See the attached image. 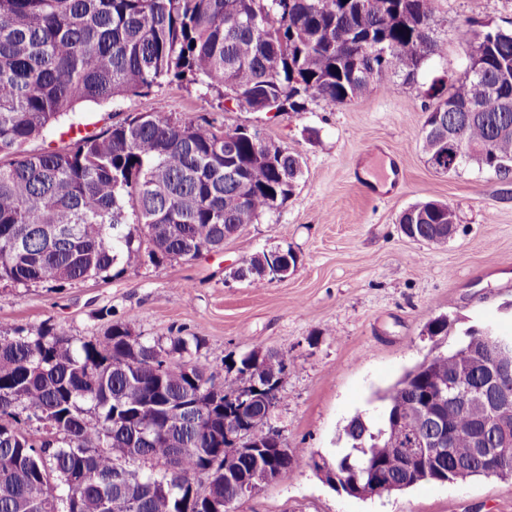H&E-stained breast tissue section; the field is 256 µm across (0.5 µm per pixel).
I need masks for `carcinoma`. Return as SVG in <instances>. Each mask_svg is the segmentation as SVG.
<instances>
[{
  "mask_svg": "<svg viewBox=\"0 0 512 512\" xmlns=\"http://www.w3.org/2000/svg\"><path fill=\"white\" fill-rule=\"evenodd\" d=\"M0 0V281L58 288L101 277L120 260L194 259L224 246V230L255 224L293 193L299 156L283 148L260 161L257 132L146 112L59 150L24 145L81 102L109 103L188 80L255 112H299L308 99L343 105L419 72L443 47L432 35L435 0ZM458 36L470 63L460 77L425 91L435 99L423 125L433 159L454 134L461 153L445 174L475 164L512 174V27L470 20ZM449 202L407 208L399 223L418 240H448ZM263 252L234 277L256 288ZM194 334L169 345L135 338L125 324L76 344L63 332L0 334V512H211L236 503L251 444L286 447L275 430L216 447L223 402L278 379L288 354L251 350L216 381L186 357ZM512 373V348L468 329L456 345L409 370L382 397V419L357 416L348 447L329 464L289 449L274 464L336 470L341 488L374 480L403 488L423 482L406 467L413 448L439 434L414 413L426 397L446 428L429 446L437 469L465 480L512 478V428L474 437L486 413L464 409L489 369ZM487 408L512 399V377L482 393ZM264 392L255 418L275 410ZM224 460L238 476L213 479L209 496L190 498L199 472Z\"/></svg>",
  "mask_w": 512,
  "mask_h": 512,
  "instance_id": "obj_1",
  "label": "carcinoma"
}]
</instances>
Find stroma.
Segmentation results:
<instances>
[{"label":"stroma","instance_id":"obj_1","mask_svg":"<svg viewBox=\"0 0 512 512\" xmlns=\"http://www.w3.org/2000/svg\"><path fill=\"white\" fill-rule=\"evenodd\" d=\"M469 20L512 21V0H435L434 37L444 51L418 83L397 78L341 106L309 100L299 112L230 109L195 84L80 104L73 120L91 132L144 112L246 127L298 154L303 174L284 204L196 259L146 262L60 289L0 282V332L51 328L87 341L124 323L147 342L193 333L202 343L192 358L219 375L245 351L287 353L272 423L289 447L333 458L349 421L378 420L376 391L407 369L469 327L512 334V176L472 164L442 174L422 147L424 92L435 78L462 74L466 47L457 31ZM429 200L456 210L448 242L412 240L398 224L405 209ZM274 250L295 255L288 278L261 288L234 278L243 260ZM440 316L451 323L447 335L429 336ZM234 512H512V478L424 482L359 499L304 467Z\"/></svg>","mask_w":512,"mask_h":512}]
</instances>
